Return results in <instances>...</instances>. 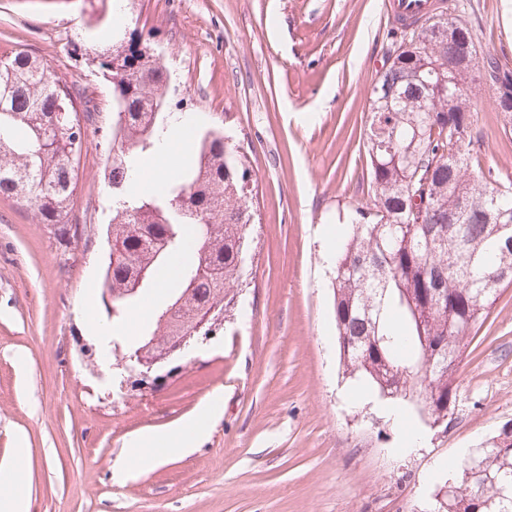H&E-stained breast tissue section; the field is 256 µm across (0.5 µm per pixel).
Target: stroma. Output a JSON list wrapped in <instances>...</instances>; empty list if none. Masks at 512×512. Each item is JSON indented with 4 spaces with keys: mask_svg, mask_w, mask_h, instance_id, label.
I'll return each mask as SVG.
<instances>
[{
    "mask_svg": "<svg viewBox=\"0 0 512 512\" xmlns=\"http://www.w3.org/2000/svg\"><path fill=\"white\" fill-rule=\"evenodd\" d=\"M384 0H134L178 92L168 111L222 129L251 170L252 263L223 329L158 392L120 393L113 366L169 298L161 281L135 321H112L100 279L112 220L104 178L112 89L87 55L112 40V0H0V43L17 42L87 93L76 205L90 236L59 246L31 207L0 198V468L25 445L30 512H433L472 451L512 424V286L473 339L447 427L415 404L344 377L336 343V224L368 200L370 94L393 50ZM481 52L512 67V0H443ZM477 81L485 163L512 180V123ZM112 324L109 346L88 331ZM221 416L190 452L138 478L115 475L142 432Z\"/></svg>",
    "mask_w": 512,
    "mask_h": 512,
    "instance_id": "stroma-1",
    "label": "stroma"
}]
</instances>
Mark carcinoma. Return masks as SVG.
<instances>
[{
	"label": "carcinoma",
	"instance_id": "obj_1",
	"mask_svg": "<svg viewBox=\"0 0 512 512\" xmlns=\"http://www.w3.org/2000/svg\"><path fill=\"white\" fill-rule=\"evenodd\" d=\"M438 16L445 30L430 40L411 30L405 49L379 73L365 132L371 204L339 225L334 313L344 374L384 398L420 405L430 424L446 427L459 363L501 288L512 283V238L495 234L497 225H512V182L484 170L471 101L475 65L448 78L454 43L446 27L460 19ZM136 33L115 24L112 44L94 51L112 85L115 148L105 179L115 207L107 239L122 247L117 259H107L101 287L112 294L118 321L165 273L172 292L127 358L173 335L171 320L163 318L168 307H179L186 330L202 307L229 305L230 289L243 283L238 256H248L250 237L244 192L250 171L245 155L217 131L189 129L193 157L167 187L129 196L140 161L159 152L179 120L164 111L165 66L136 49ZM429 93L438 96L440 111L424 110ZM81 128L67 82L21 46H0V196L33 207L64 247L82 158L73 137ZM467 198L474 207L458 211ZM127 260L146 270L141 285L128 281ZM463 500L471 512H512V448L475 452L437 512H455Z\"/></svg>",
	"mask_w": 512,
	"mask_h": 512
}]
</instances>
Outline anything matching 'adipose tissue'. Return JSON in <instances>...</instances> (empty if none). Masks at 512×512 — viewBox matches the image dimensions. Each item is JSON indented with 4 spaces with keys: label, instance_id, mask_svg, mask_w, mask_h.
<instances>
[{
    "label": "adipose tissue",
    "instance_id": "1",
    "mask_svg": "<svg viewBox=\"0 0 512 512\" xmlns=\"http://www.w3.org/2000/svg\"><path fill=\"white\" fill-rule=\"evenodd\" d=\"M221 396H214L200 415L160 434L139 436L126 459L129 471L146 472L160 459L191 450L203 438L209 425L220 415Z\"/></svg>",
    "mask_w": 512,
    "mask_h": 512
}]
</instances>
